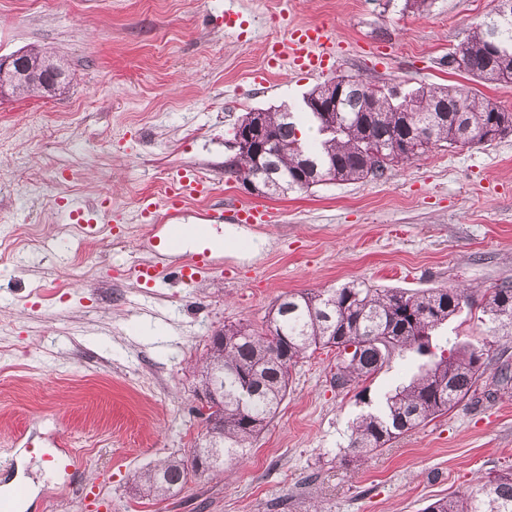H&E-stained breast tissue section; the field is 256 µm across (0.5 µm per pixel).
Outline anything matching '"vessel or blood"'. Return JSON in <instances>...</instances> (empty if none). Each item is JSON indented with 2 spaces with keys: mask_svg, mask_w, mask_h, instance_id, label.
<instances>
[{
  "mask_svg": "<svg viewBox=\"0 0 512 512\" xmlns=\"http://www.w3.org/2000/svg\"><path fill=\"white\" fill-rule=\"evenodd\" d=\"M336 57V41L330 30L323 26L301 24L292 26L282 42L268 46V66L289 61L293 67L315 74L324 73ZM211 185L194 170L183 169L172 180L164 202L142 199L139 205L141 220L155 224L153 247L157 261L138 265L135 274L138 281L149 284L156 281H174L188 284L197 281L202 274L213 271L214 252L223 250L224 239L217 231L225 215L244 224H264L268 221L265 210L253 204L236 203L230 210L220 207L201 213L200 223L186 224L181 217L189 201L208 198ZM195 242L192 252H184L186 242ZM183 254V261H176V254Z\"/></svg>",
  "mask_w": 512,
  "mask_h": 512,
  "instance_id": "1",
  "label": "vessel or blood"
}]
</instances>
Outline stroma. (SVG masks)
Here are the masks:
<instances>
[{"instance_id":"35a3bbf8","label":"stroma","mask_w":512,"mask_h":512,"mask_svg":"<svg viewBox=\"0 0 512 512\" xmlns=\"http://www.w3.org/2000/svg\"><path fill=\"white\" fill-rule=\"evenodd\" d=\"M0 0V56L35 47L62 59L59 96L0 99V485L30 483L19 512H423L436 498L512 468V386L471 399L358 459L350 424L422 363L394 356L367 400L333 381L336 353L292 371L288 394L248 460L225 480L192 478L163 501L131 487L149 464L189 455L202 424L197 364L227 324L264 327L285 295L352 281L409 292L512 283V135L444 147L383 179L249 195L224 172L233 127L250 110H300L316 77L266 65L295 23L336 39L337 76L404 90L463 86L512 109V83L443 68L491 0ZM209 180L208 203L254 204L241 224L259 252L218 253L219 270L146 287L152 258L138 206L164 201L178 170ZM109 197L115 228L96 208ZM100 230H75L66 204ZM36 241L14 242L17 229ZM479 305L432 344L491 341L489 372L512 365V338L490 336ZM75 467L54 468L56 437ZM225 212L233 213L232 217L237 223L266 224L268 222L267 212L253 204L234 203Z\"/></svg>"}]
</instances>
